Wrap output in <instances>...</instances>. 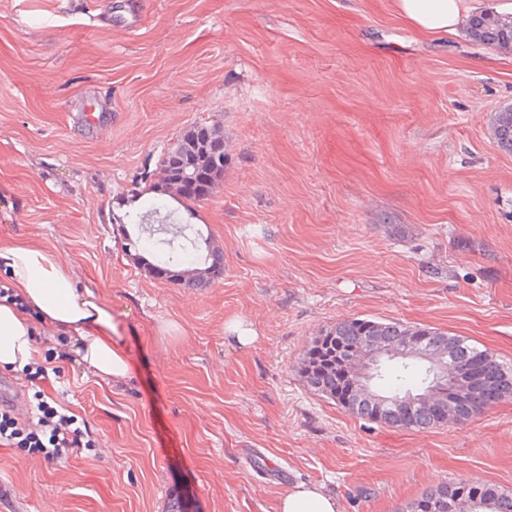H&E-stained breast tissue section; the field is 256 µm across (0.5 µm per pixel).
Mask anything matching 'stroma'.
<instances>
[{
	"mask_svg": "<svg viewBox=\"0 0 512 512\" xmlns=\"http://www.w3.org/2000/svg\"><path fill=\"white\" fill-rule=\"evenodd\" d=\"M0 0V246L48 250L97 291L132 377L104 382L36 326L61 374L0 367L99 445L48 464L0 447V512H278L315 484L340 512H399L466 478L512 490V399L398 430L297 372L328 326L449 331L512 365V50L422 33L394 0ZM103 113L108 127L85 126ZM199 125L224 168L195 224L224 276L186 288L125 254L115 217ZM251 339L240 343L238 331ZM493 138L503 151L512 153V112H496L493 117Z\"/></svg>",
	"mask_w": 512,
	"mask_h": 512,
	"instance_id": "35a3bbf8",
	"label": "stroma"
}]
</instances>
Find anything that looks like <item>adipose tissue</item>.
<instances>
[{
	"instance_id": "1",
	"label": "adipose tissue",
	"mask_w": 512,
	"mask_h": 512,
	"mask_svg": "<svg viewBox=\"0 0 512 512\" xmlns=\"http://www.w3.org/2000/svg\"><path fill=\"white\" fill-rule=\"evenodd\" d=\"M405 21L426 34L447 33L458 24L465 0H395ZM0 275L24 299L27 311L0 302V367L24 368L40 352L31 317L58 332L81 336L80 359L102 380L124 381L132 369L126 348L112 337V314L95 292L78 287L73 270L53 254L18 240L0 247ZM278 512H338L322 487L298 484L282 495Z\"/></svg>"
}]
</instances>
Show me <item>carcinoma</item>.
<instances>
[{
  "mask_svg": "<svg viewBox=\"0 0 512 512\" xmlns=\"http://www.w3.org/2000/svg\"><path fill=\"white\" fill-rule=\"evenodd\" d=\"M469 35L479 45L492 48L512 47V16L506 17L481 12L471 17ZM493 138L497 146L512 153V112H498L493 117ZM215 133L205 126L182 140V153L176 157L167 154L156 169L158 184L169 185L179 181L180 166L195 169L207 162V142ZM123 228L124 248L138 250L146 240L143 235L160 247L164 258L161 267H174L184 262L186 252L205 245L206 255L201 266L178 271L180 283L186 288L206 287L224 276L223 253L209 240L202 239L199 231L191 230L192 223L183 219L173 222L169 214H161V205L140 215V220ZM401 336H415L427 352L442 356L466 369L481 382L479 393L472 399L475 413L479 414L512 397V368L501 363L486 349H480L463 336L448 331L410 326L400 322H383L368 318H351L333 324L323 331L321 339L310 344L303 355L298 373L312 391L339 402L357 417L402 430L429 429L444 424L448 400L432 407H417L409 415L388 406L380 407L357 394L346 377L343 360L351 351L368 341L390 344ZM386 394L407 396L426 388L430 374L425 364L418 360H386L376 372ZM474 505L472 512H512V494L492 484L476 485L466 480L442 484L428 489L416 499L406 503L401 512H457L456 503Z\"/></svg>",
  "mask_w": 512,
  "mask_h": 512,
  "instance_id": "carcinoma-1",
  "label": "carcinoma"
}]
</instances>
